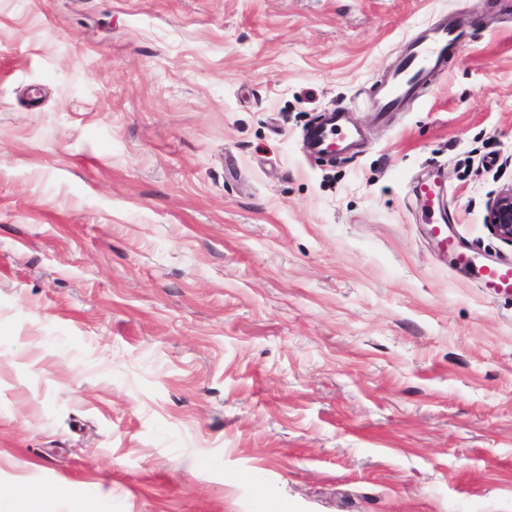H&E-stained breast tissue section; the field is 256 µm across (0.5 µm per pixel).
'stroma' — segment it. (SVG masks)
<instances>
[{"mask_svg":"<svg viewBox=\"0 0 512 512\" xmlns=\"http://www.w3.org/2000/svg\"><path fill=\"white\" fill-rule=\"evenodd\" d=\"M470 42L403 111L426 25ZM360 152L304 137L333 109ZM512 0H0V485L55 512H512ZM466 40L467 35L448 24L446 18L425 27L374 90L372 96L376 112L380 116L399 112ZM414 192L425 200L426 204L432 209L434 205H436L438 207L439 216H442L446 207L443 204L442 187L437 178L430 176L427 179L419 181L414 186ZM486 224L497 238L512 245V185L488 200ZM428 226L429 233L441 252H451L458 266L474 272L487 292L496 295H512L511 263L477 265L476 257L467 250L460 249L456 239L452 235H448L449 224L442 221Z\"/></svg>","mask_w":512,"mask_h":512,"instance_id":"obj_1","label":"stroma"}]
</instances>
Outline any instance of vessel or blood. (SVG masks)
<instances>
[{"instance_id":"1","label":"vessel or blood","mask_w":512,"mask_h":512,"mask_svg":"<svg viewBox=\"0 0 512 512\" xmlns=\"http://www.w3.org/2000/svg\"><path fill=\"white\" fill-rule=\"evenodd\" d=\"M466 34L439 21L424 28L412 40L398 63L386 74L373 92L374 107L378 114L400 111L428 82L431 74L444 65L448 56L457 53L466 42ZM363 143L358 127L351 124L347 110L326 113L314 126L307 139L310 151L318 156H337L356 152ZM427 205L443 203L442 187L435 177L419 181L414 187ZM429 232L441 251L451 252L460 268L472 271L487 292L512 295V264H477L470 252L460 249L456 239L449 235L448 225L439 222L430 225Z\"/></svg>"}]
</instances>
